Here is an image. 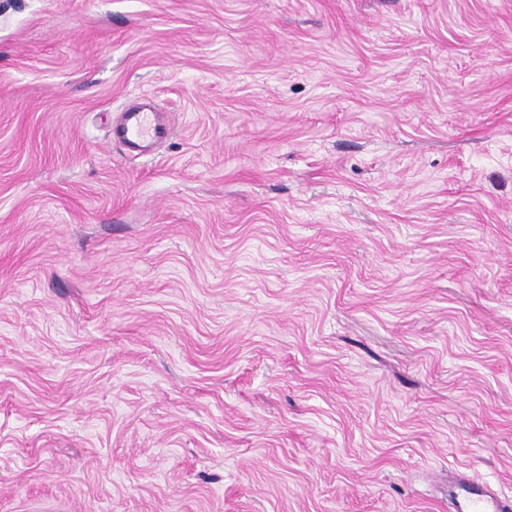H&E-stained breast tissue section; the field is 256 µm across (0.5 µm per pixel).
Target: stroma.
Listing matches in <instances>:
<instances>
[{
    "label": "stroma",
    "instance_id": "35a3bbf8",
    "mask_svg": "<svg viewBox=\"0 0 512 512\" xmlns=\"http://www.w3.org/2000/svg\"><path fill=\"white\" fill-rule=\"evenodd\" d=\"M464 471L512 495V0H0V512ZM154 115L153 112H128L122 128L123 138L135 143L164 135L165 129L155 122Z\"/></svg>",
    "mask_w": 512,
    "mask_h": 512
}]
</instances>
